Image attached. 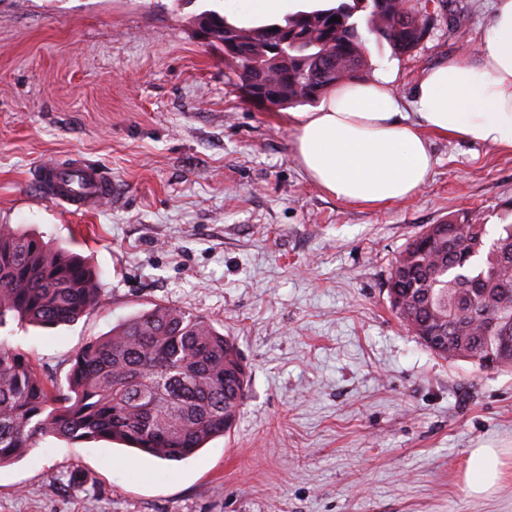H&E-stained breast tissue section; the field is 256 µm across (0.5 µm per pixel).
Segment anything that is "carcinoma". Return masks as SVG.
Instances as JSON below:
<instances>
[{
	"label": "carcinoma",
	"instance_id": "carcinoma-1",
	"mask_svg": "<svg viewBox=\"0 0 512 512\" xmlns=\"http://www.w3.org/2000/svg\"><path fill=\"white\" fill-rule=\"evenodd\" d=\"M425 8L408 0H341L325 11L291 15L282 23L242 28L216 9L208 22L218 42L243 39L224 55L229 74L247 95L274 90L279 106L312 104L368 63L367 44L393 53L416 50L428 34ZM338 17L335 22L332 17ZM288 31L284 55L263 49L259 33ZM417 236L395 257L407 276L390 274L388 294L411 334L427 325L453 336L426 344L453 359L448 346L482 368H511L501 334L512 327V222L491 231L477 215L448 223L441 246ZM96 272L61 244L10 224L0 225V330L56 328L78 320L102 301ZM248 375L230 337L205 316L156 304L123 320L79 349L66 384L48 382L28 357L0 343V466L27 455L47 436L73 443L119 442L168 461H181L236 425Z\"/></svg>",
	"mask_w": 512,
	"mask_h": 512
}]
</instances>
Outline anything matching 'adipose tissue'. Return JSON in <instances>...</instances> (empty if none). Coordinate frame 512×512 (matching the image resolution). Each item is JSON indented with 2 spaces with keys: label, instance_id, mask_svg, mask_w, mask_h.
<instances>
[{
  "label": "adipose tissue",
  "instance_id": "adipose-tissue-1",
  "mask_svg": "<svg viewBox=\"0 0 512 512\" xmlns=\"http://www.w3.org/2000/svg\"><path fill=\"white\" fill-rule=\"evenodd\" d=\"M334 0H224L226 20L259 27ZM399 71L383 62L373 79L349 81L291 115L293 157L324 193L380 208L414 197L434 165L430 138H461L512 153V0H492L476 60L451 57L411 88V111L395 89Z\"/></svg>",
  "mask_w": 512,
  "mask_h": 512
}]
</instances>
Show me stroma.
Returning a JSON list of instances; mask_svg holds the SVG:
<instances>
[{
	"label": "stroma",
	"instance_id": "35a3bbf8",
	"mask_svg": "<svg viewBox=\"0 0 512 512\" xmlns=\"http://www.w3.org/2000/svg\"><path fill=\"white\" fill-rule=\"evenodd\" d=\"M491 0L433 6L397 55L409 104L424 69L482 41ZM206 0H0V224L69 244L101 275V305L68 326L0 338L65 382L72 357L161 303L211 319L247 366L230 434L182 461L106 441L46 438L0 467V512H512V368L445 359L392 311L391 264L426 226L463 212L512 220V153L431 139L412 199L351 206L292 154L282 109L229 81L195 18ZM73 157L118 195L87 215L34 187ZM501 480L470 492L473 450Z\"/></svg>",
	"mask_w": 512,
	"mask_h": 512
}]
</instances>
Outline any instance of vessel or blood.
<instances>
[{
  "mask_svg": "<svg viewBox=\"0 0 512 512\" xmlns=\"http://www.w3.org/2000/svg\"><path fill=\"white\" fill-rule=\"evenodd\" d=\"M33 181L50 200L78 212H97L112 199L111 178L86 164L48 159L35 169Z\"/></svg>",
  "mask_w": 512,
  "mask_h": 512,
  "instance_id": "b4317fda",
  "label": "vessel or blood"
}]
</instances>
